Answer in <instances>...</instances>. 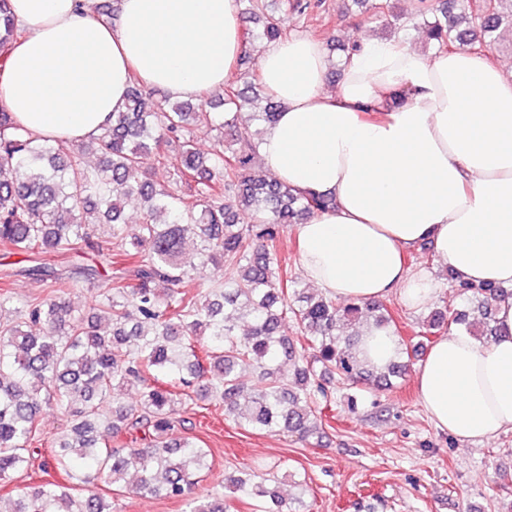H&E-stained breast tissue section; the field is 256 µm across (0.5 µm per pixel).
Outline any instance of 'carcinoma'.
I'll return each mask as SVG.
<instances>
[{"instance_id":"cac0c4a2","label":"carcinoma","mask_w":512,"mask_h":512,"mask_svg":"<svg viewBox=\"0 0 512 512\" xmlns=\"http://www.w3.org/2000/svg\"><path fill=\"white\" fill-rule=\"evenodd\" d=\"M267 0H249V20L262 36L286 34L280 16L266 14ZM422 31L439 49L494 44L512 30V0H420L419 15L394 17L393 35ZM18 36L9 0H0V66ZM156 91L130 90L124 110L90 141L65 151L18 131L0 110V242L14 254L78 256L100 250L95 226L112 223V275L97 312L87 316L63 298L65 282L48 266L23 273L49 288L16 321L0 324V483L30 466V445L44 409L70 417L69 429L51 443L55 468L66 481H45L17 494L12 512H112L90 489L105 480L116 490L180 500L186 512H228L224 496L197 492L209 470L208 450L188 439L169 438L181 406L219 400L224 415L255 430L307 441L322 429L318 415L325 381L356 386L374 375L355 354L364 327L393 322L380 302L340 303L320 293L307 296L298 277L274 258L279 229L302 224L334 207L328 194L301 195L273 178L251 174L262 130L239 123L255 110L264 124L281 108L256 87L224 85L205 103L156 102ZM228 135L235 147L209 157L197 152L193 128ZM177 147V178L166 186L150 178L151 163ZM99 163L88 166L84 157ZM20 172L23 179H13ZM141 201L142 221H120L122 204ZM235 268L205 292L196 283ZM477 306L443 309L426 321L423 335L464 326L478 338L495 335L492 302L504 289L457 283ZM300 336L280 334L286 320ZM293 365V376L280 363ZM250 367L251 385L241 380ZM141 386L129 407L112 396L125 382ZM116 438L141 432L130 448L100 442L99 426ZM234 495L258 501L259 512H303L285 507L272 472L249 469L224 474Z\"/></svg>"}]
</instances>
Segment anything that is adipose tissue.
<instances>
[{
  "label": "adipose tissue",
  "mask_w": 512,
  "mask_h": 512,
  "mask_svg": "<svg viewBox=\"0 0 512 512\" xmlns=\"http://www.w3.org/2000/svg\"><path fill=\"white\" fill-rule=\"evenodd\" d=\"M22 36L0 68V107L40 141L88 140L133 85L175 99L219 92L243 54L237 0H120L118 22L86 0H10ZM335 91L324 46L304 36L259 56L282 104L261 138L267 170L333 209L291 232L306 281L339 301L396 297L419 312L441 294L433 270L405 257L430 243L455 278L507 288L496 336H440L416 371L422 406L457 442L512 430V77L485 55L429 54L403 37L344 56ZM400 343L364 330L359 357L377 370Z\"/></svg>",
  "instance_id": "1"
}]
</instances>
